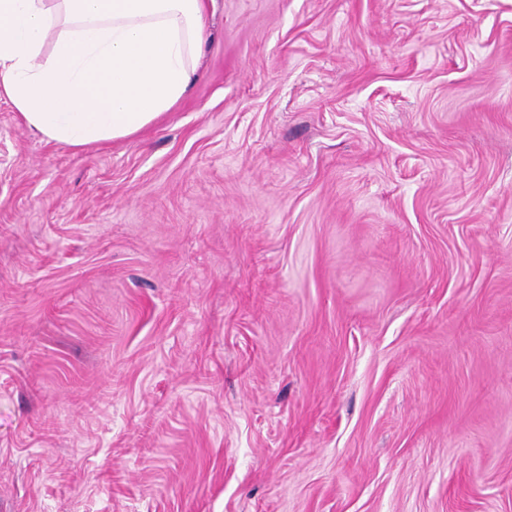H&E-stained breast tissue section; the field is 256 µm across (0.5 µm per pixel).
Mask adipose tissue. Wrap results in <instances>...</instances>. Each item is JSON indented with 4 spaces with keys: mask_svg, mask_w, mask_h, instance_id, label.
Instances as JSON below:
<instances>
[{
    "mask_svg": "<svg viewBox=\"0 0 512 512\" xmlns=\"http://www.w3.org/2000/svg\"><path fill=\"white\" fill-rule=\"evenodd\" d=\"M207 0H0V96L43 139L136 134L196 75Z\"/></svg>",
    "mask_w": 512,
    "mask_h": 512,
    "instance_id": "obj_1",
    "label": "adipose tissue"
}]
</instances>
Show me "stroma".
<instances>
[{
  "instance_id": "35a3bbf8",
  "label": "stroma",
  "mask_w": 512,
  "mask_h": 512,
  "mask_svg": "<svg viewBox=\"0 0 512 512\" xmlns=\"http://www.w3.org/2000/svg\"><path fill=\"white\" fill-rule=\"evenodd\" d=\"M0 512H512V0H211L84 148L1 97Z\"/></svg>"
}]
</instances>
